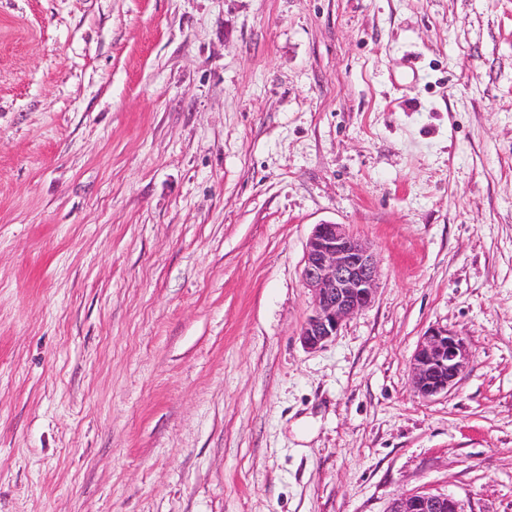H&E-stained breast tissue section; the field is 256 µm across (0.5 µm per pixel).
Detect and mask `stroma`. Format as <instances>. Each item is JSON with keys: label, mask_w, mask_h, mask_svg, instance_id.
<instances>
[{"label": "stroma", "mask_w": 512, "mask_h": 512, "mask_svg": "<svg viewBox=\"0 0 512 512\" xmlns=\"http://www.w3.org/2000/svg\"><path fill=\"white\" fill-rule=\"evenodd\" d=\"M324 223L379 277L309 350ZM418 491L512 512V0H0V512ZM471 356L467 337L448 328H430L411 361L412 384L423 400L450 391Z\"/></svg>", "instance_id": "1"}]
</instances>
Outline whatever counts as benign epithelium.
<instances>
[{
    "label": "benign epithelium",
    "mask_w": 512,
    "mask_h": 512,
    "mask_svg": "<svg viewBox=\"0 0 512 512\" xmlns=\"http://www.w3.org/2000/svg\"><path fill=\"white\" fill-rule=\"evenodd\" d=\"M314 309L300 333L303 346L313 350L338 336L343 322L371 305L377 266L367 247L343 224H317L309 237L301 270ZM471 356L467 337L446 328L423 335L411 361L417 396L429 400L450 391ZM389 512H465L448 493L414 492L392 503Z\"/></svg>",
    "instance_id": "obj_1"
}]
</instances>
